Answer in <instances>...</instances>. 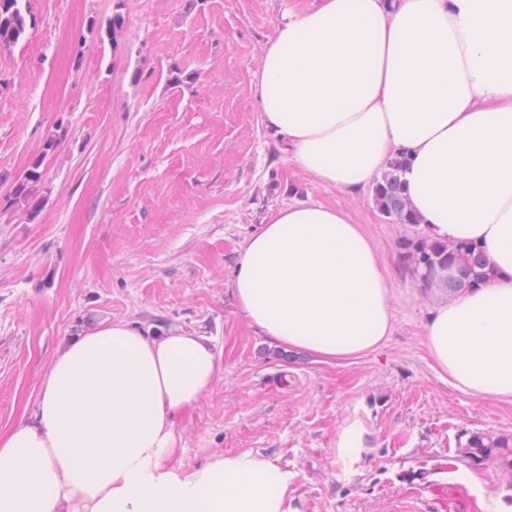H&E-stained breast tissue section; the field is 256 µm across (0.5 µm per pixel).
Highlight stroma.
Listing matches in <instances>:
<instances>
[{
  "instance_id": "1",
  "label": "stroma",
  "mask_w": 512,
  "mask_h": 512,
  "mask_svg": "<svg viewBox=\"0 0 512 512\" xmlns=\"http://www.w3.org/2000/svg\"><path fill=\"white\" fill-rule=\"evenodd\" d=\"M116 1L31 0V26L0 50V432L30 413L70 337L131 320L198 332L222 357L177 424L184 465L265 453L297 472L302 512H512L496 462L449 460L463 431L512 435V402L461 392L437 369L425 328L448 294L399 263L400 241L425 228L390 223L371 190L315 180L261 122L263 49L319 0ZM38 156L48 190L31 221L8 198ZM296 201L344 210L374 243L393 325L376 351L285 353L238 305L246 242ZM353 423L368 446L339 455Z\"/></svg>"
}]
</instances>
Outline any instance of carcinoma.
<instances>
[{"label":"carcinoma","instance_id":"obj_1","mask_svg":"<svg viewBox=\"0 0 512 512\" xmlns=\"http://www.w3.org/2000/svg\"><path fill=\"white\" fill-rule=\"evenodd\" d=\"M31 20L30 0H0V50L19 42ZM43 158L32 159L25 172L14 182L10 202L29 219L37 216L38 197L44 193ZM405 157H395L372 186L379 211L394 224H417L419 220L408 206L400 172ZM401 269L411 273L422 285L440 284L456 295L475 288L493 276V266L475 243L448 241L431 237L405 238L400 243ZM453 277H448V268ZM456 455L470 463L493 459L512 478V437L465 431L457 442Z\"/></svg>","mask_w":512,"mask_h":512}]
</instances>
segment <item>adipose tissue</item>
<instances>
[{
  "mask_svg": "<svg viewBox=\"0 0 512 512\" xmlns=\"http://www.w3.org/2000/svg\"><path fill=\"white\" fill-rule=\"evenodd\" d=\"M258 81L262 122L301 169L359 191L406 155L420 223L482 247L495 277L436 304L427 343L454 387L512 401V0H320L277 28ZM232 288L272 344L322 361L392 332L375 245L317 202L270 216ZM223 372L195 332H83L0 433V512H300L296 472L262 453L180 462L176 419Z\"/></svg>",
  "mask_w": 512,
  "mask_h": 512,
  "instance_id": "ef3b65f1",
  "label": "adipose tissue"
}]
</instances>
